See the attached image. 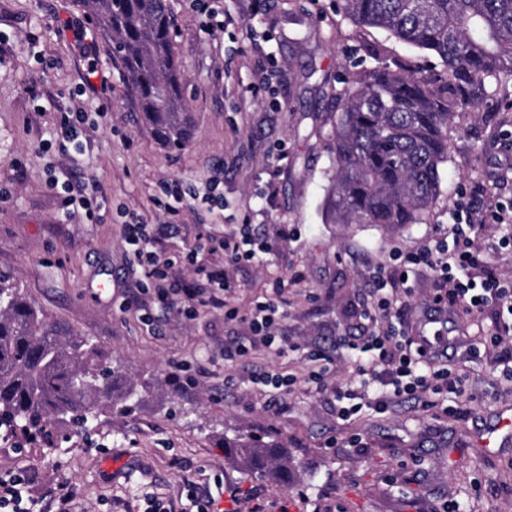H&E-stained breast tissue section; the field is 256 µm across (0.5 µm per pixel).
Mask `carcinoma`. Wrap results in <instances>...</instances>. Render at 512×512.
<instances>
[{
    "mask_svg": "<svg viewBox=\"0 0 512 512\" xmlns=\"http://www.w3.org/2000/svg\"><path fill=\"white\" fill-rule=\"evenodd\" d=\"M118 57L143 119L169 147L192 123L174 52L168 0H80ZM359 26L387 31L435 58L441 70H407L373 56L336 93L333 170L324 202L330 224H416L429 211L448 162V125L470 106L503 104L512 87V0H342ZM97 343L49 323L14 280L0 274V439L52 444L51 427L123 412L136 397ZM252 468L288 460L278 441H224Z\"/></svg>",
    "mask_w": 512,
    "mask_h": 512,
    "instance_id": "obj_1",
    "label": "carcinoma"
}]
</instances>
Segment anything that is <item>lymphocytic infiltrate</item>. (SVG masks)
<instances>
[{"mask_svg":"<svg viewBox=\"0 0 512 512\" xmlns=\"http://www.w3.org/2000/svg\"><path fill=\"white\" fill-rule=\"evenodd\" d=\"M123 238L133 248V261L141 267L155 288L152 299L165 307H172L173 293H180L189 308L206 307L225 311L227 317H235L224 297V266L200 258L198 250L187 253L186 259L194 264L197 278L187 284H179V264L166 257L158 249L159 232L139 214H128L122 225ZM477 224L471 219L455 216L450 239L435 246L411 249L404 257L405 264L424 265L439 272L443 286L432 296L436 309L449 313H479L488 306L496 305L506 312L508 319L495 324L489 330V342L498 345L504 336L512 334V280L499 276L487 267L475 247ZM375 284L381 295L376 303L366 309L364 315L373 331L362 337L358 348L365 358L355 367L353 382L336 398L341 405L337 415L349 420L352 415L367 407L383 410L389 403L402 398L415 399L430 391L451 398L465 392L464 381L451 368L439 364L429 356L413 336L394 326L390 320L391 302L384 296L387 282L383 274H376ZM281 315L273 301L257 303L248 314L249 336L224 352L230 362L244 360L257 347L274 348L278 351L299 350L300 345L291 338L279 335L276 325Z\"/></svg>","mask_w":512,"mask_h":512,"instance_id":"f902f5d3","label":"lymphocytic infiltrate"}]
</instances>
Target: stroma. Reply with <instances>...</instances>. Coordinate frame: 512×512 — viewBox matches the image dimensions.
I'll list each match as a JSON object with an SVG mask.
<instances>
[{
  "label": "stroma",
  "instance_id": "35a3bbf8",
  "mask_svg": "<svg viewBox=\"0 0 512 512\" xmlns=\"http://www.w3.org/2000/svg\"><path fill=\"white\" fill-rule=\"evenodd\" d=\"M175 50L192 114L188 142L164 145L138 112L120 62L79 0H0V273L11 276L45 318L95 337L134 384L138 405L100 413L90 434L56 433L53 445L0 441V478L25 473L40 512H56L64 486L72 512H123L125 504L172 503L196 512H512V446L485 450L480 435L512 412V383L497 381L490 358L462 361L461 345L482 341L486 320L445 317L457 342L467 391L454 411L402 401L377 412L337 415L336 390L353 379L361 353L336 350V336L368 335L372 273L428 242L460 210L512 207V109L470 108L448 129L440 193L420 223L328 224L333 96L372 52L409 69L420 51L346 18L337 0H169ZM98 55L96 75L87 58ZM85 112L83 146L60 153V113ZM96 185L100 223L64 206L50 177ZM180 184L178 215L162 187ZM164 227L161 247L178 259L190 248L223 263L224 243L242 227L268 245L258 265H225L227 299L247 314L278 282L284 332L331 361L326 390L307 388L304 351H256L229 374L224 346L246 336L240 319L201 309L185 317L127 303L152 288L121 236L126 213ZM436 272L417 266L393 290V323L416 332L430 317ZM268 371L297 377L292 393L267 406ZM276 438L288 453L289 485L245 468L228 438Z\"/></svg>",
  "mask_w": 512,
  "mask_h": 512
}]
</instances>
